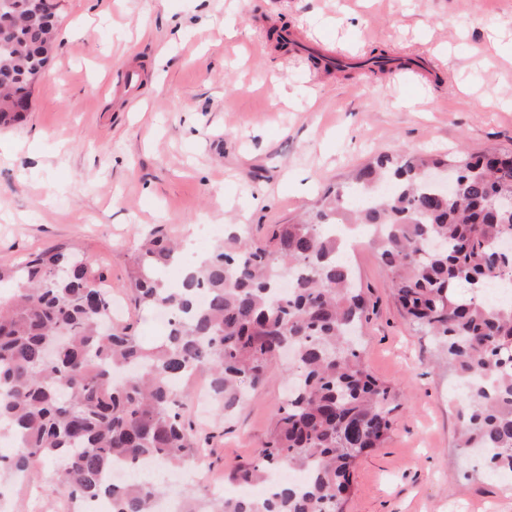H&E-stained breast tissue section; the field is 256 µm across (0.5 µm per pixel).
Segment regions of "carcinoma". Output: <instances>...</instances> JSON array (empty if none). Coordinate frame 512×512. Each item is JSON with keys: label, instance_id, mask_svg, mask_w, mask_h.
<instances>
[{"label": "carcinoma", "instance_id": "carcinoma-1", "mask_svg": "<svg viewBox=\"0 0 512 512\" xmlns=\"http://www.w3.org/2000/svg\"><path fill=\"white\" fill-rule=\"evenodd\" d=\"M3 13L17 19L0 28V120L18 123L9 109L44 64L35 47L55 42L57 4L10 0ZM430 167L451 168V194L425 178ZM507 198L512 152H398L358 168L260 240L227 234L182 272L177 288L158 276L177 246L151 235L131 285L138 305L172 317L153 348L132 327L108 324L103 275L75 248L54 244L18 269L0 266V284H15L0 302V437L15 444L0 456V480L30 474L37 457L56 466L73 512H92L103 498L112 512H156L160 482L116 484L107 474L118 461L168 467L197 458L203 444L184 414L190 391L175 383L205 370L229 410L279 370L277 354L290 347L292 389L256 458L231 479L264 483L294 468L308 470L309 480L278 483L256 498L194 490L182 512H344L350 470L389 438L397 392L368 371L354 340L365 299L336 247V224L372 230L368 245L406 318L446 352L460 404L457 448L485 449L491 476L512 472V304L485 297V283H512V257L498 249L512 237Z\"/></svg>", "mask_w": 512, "mask_h": 512}]
</instances>
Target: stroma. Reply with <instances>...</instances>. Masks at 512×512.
Returning <instances> with one entry per match:
<instances>
[{
    "instance_id": "1",
    "label": "stroma",
    "mask_w": 512,
    "mask_h": 512,
    "mask_svg": "<svg viewBox=\"0 0 512 512\" xmlns=\"http://www.w3.org/2000/svg\"><path fill=\"white\" fill-rule=\"evenodd\" d=\"M57 3L56 48L26 117L0 129V265L73 246L118 292L115 323L148 347L167 329L130 291L141 232L206 254L226 225L260 238L297 219L377 154L512 150V0ZM311 50L419 65L324 72ZM349 256L368 303L364 361L399 407L388 441L352 470L345 512H512V473L486 476L455 446L437 344L405 320L373 250ZM284 390L276 373L224 414L186 407L208 454L166 481L169 495L227 482L253 460ZM0 512H70L52 464L0 482Z\"/></svg>"
}]
</instances>
